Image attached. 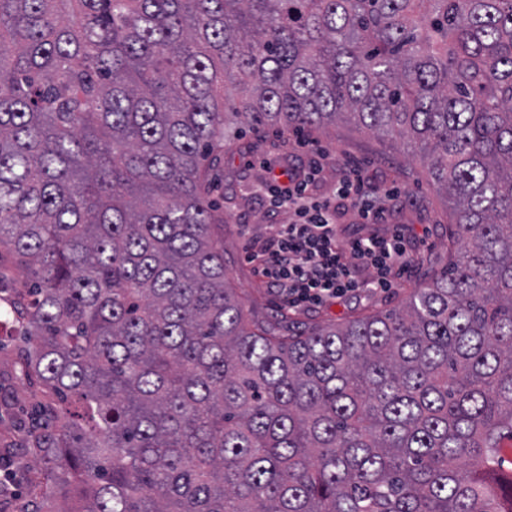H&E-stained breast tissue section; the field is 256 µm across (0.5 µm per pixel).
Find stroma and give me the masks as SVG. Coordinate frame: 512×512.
I'll return each mask as SVG.
<instances>
[{"label": "stroma", "mask_w": 512, "mask_h": 512, "mask_svg": "<svg viewBox=\"0 0 512 512\" xmlns=\"http://www.w3.org/2000/svg\"><path fill=\"white\" fill-rule=\"evenodd\" d=\"M313 142L324 155L322 170L310 183L308 193L315 198L328 196L349 164L361 165L372 187L396 186L399 202L388 208L377 230L396 229L411 234L415 262L401 275L395 288L343 298L322 308L288 307L271 293L245 259L247 241L262 242L273 224L288 223L287 209H273L263 191L270 169L295 173L307 170L311 156L299 148L297 138ZM212 176L214 193L224 213V265L232 275L231 285L241 296L251 315L259 320L285 312L297 326L310 323L336 324L376 309L393 308L407 299L412 288L430 279L448 264V226L453 217L447 200L436 192L419 156L401 141L379 139L353 123L340 120L322 129L296 134L272 129L244 128L234 143L225 147L220 166ZM18 332L13 324L0 327V393L9 396L0 408V446L11 445L8 456L0 460L8 483L0 493V512H36L40 494L34 482L42 464L25 448L33 428L32 407L41 397L38 385L17 375Z\"/></svg>", "instance_id": "obj_1"}]
</instances>
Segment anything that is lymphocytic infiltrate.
I'll return each mask as SVG.
<instances>
[{
	"instance_id": "obj_1",
	"label": "lymphocytic infiltrate",
	"mask_w": 512,
	"mask_h": 512,
	"mask_svg": "<svg viewBox=\"0 0 512 512\" xmlns=\"http://www.w3.org/2000/svg\"><path fill=\"white\" fill-rule=\"evenodd\" d=\"M307 189V181L288 179L277 204L288 208L293 220L271 225L265 246L247 244L246 259L260 279L292 308L390 287L413 258L405 235L372 230L344 242L336 217L346 203L373 226L380 222L386 202L394 199V190H381L378 203H368L363 172L357 166L346 170L331 199L313 202Z\"/></svg>"
}]
</instances>
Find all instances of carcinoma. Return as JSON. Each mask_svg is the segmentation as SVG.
I'll list each match as a JSON object with an SVG mask.
<instances>
[{
  "mask_svg": "<svg viewBox=\"0 0 512 512\" xmlns=\"http://www.w3.org/2000/svg\"><path fill=\"white\" fill-rule=\"evenodd\" d=\"M348 117L419 148L448 267L250 320L211 171ZM2 291L40 512H512V0H0Z\"/></svg>",
  "mask_w": 512,
  "mask_h": 512,
  "instance_id": "1",
  "label": "carcinoma"
}]
</instances>
